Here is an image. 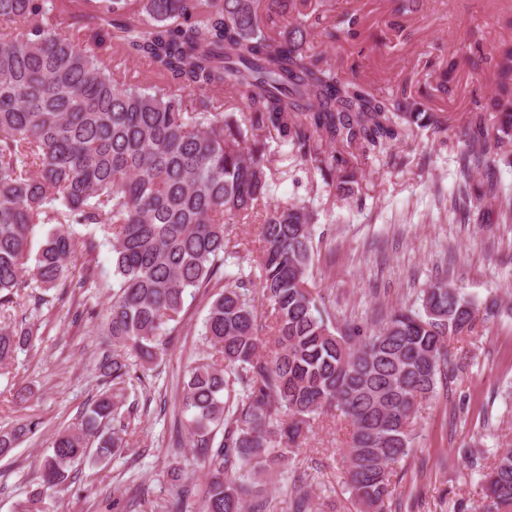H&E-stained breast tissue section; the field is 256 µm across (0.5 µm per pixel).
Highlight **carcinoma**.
Segmentation results:
<instances>
[{
    "instance_id": "cac0c4a2",
    "label": "carcinoma",
    "mask_w": 512,
    "mask_h": 512,
    "mask_svg": "<svg viewBox=\"0 0 512 512\" xmlns=\"http://www.w3.org/2000/svg\"><path fill=\"white\" fill-rule=\"evenodd\" d=\"M54 0H0V365L33 346L36 323L16 318L35 227L33 277L43 291L72 287L71 270L94 260L75 226L101 224L112 237L116 288L108 331L115 349L98 363L108 387L80 426L59 431L40 461V482L16 512H49L46 488L67 487L77 466L128 447L146 393L183 320L186 293L222 283L202 336L209 352L182 387L179 426L192 450L170 464L182 483L151 512H265L264 476H284L319 418L353 426L347 484L359 512H390L393 477L410 455L423 406L447 383L456 343L503 312L447 278L381 325L335 324L311 283L316 210L272 201L267 136L345 194L352 153L396 161L391 147L430 130L448 145V124L402 86L383 93L341 74L309 45L325 12L308 0H99L108 28L51 13ZM303 17L285 28L282 19ZM25 23L14 34L12 25ZM146 64L143 83L100 51ZM494 91L468 111L459 137L452 210L478 224H512V194L494 181L512 138V44L493 57ZM455 63L431 72L448 94ZM230 90L240 111H224ZM258 224L259 256L231 236ZM259 270L260 291L253 289ZM269 315L258 321L256 302ZM38 423L0 427V458L32 438ZM485 512H512V449L483 464ZM199 484H189L196 470ZM291 512H312L310 492L289 489Z\"/></svg>"
}]
</instances>
